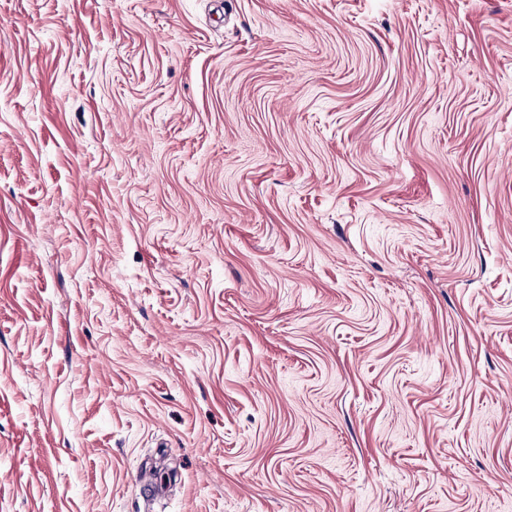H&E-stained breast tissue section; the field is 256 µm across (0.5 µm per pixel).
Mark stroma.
<instances>
[{
  "label": "stroma",
  "mask_w": 512,
  "mask_h": 512,
  "mask_svg": "<svg viewBox=\"0 0 512 512\" xmlns=\"http://www.w3.org/2000/svg\"><path fill=\"white\" fill-rule=\"evenodd\" d=\"M0 512H512V0H0Z\"/></svg>",
  "instance_id": "obj_1"
}]
</instances>
